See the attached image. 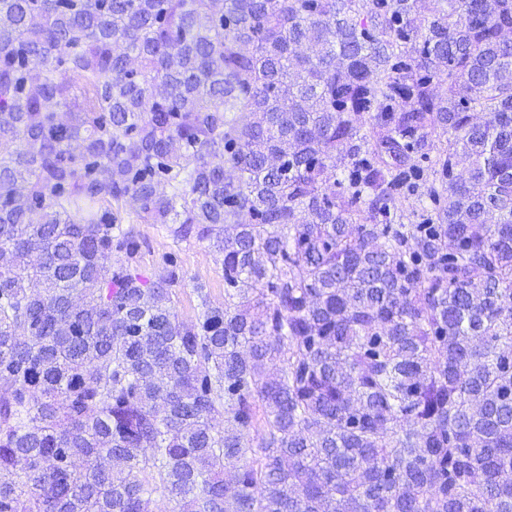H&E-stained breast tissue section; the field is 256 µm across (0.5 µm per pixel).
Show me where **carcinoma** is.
Segmentation results:
<instances>
[{"label": "carcinoma", "mask_w": 512, "mask_h": 512, "mask_svg": "<svg viewBox=\"0 0 512 512\" xmlns=\"http://www.w3.org/2000/svg\"><path fill=\"white\" fill-rule=\"evenodd\" d=\"M155 493L512 512V0H0V512ZM132 229L139 243L137 254L129 265L134 273L146 280L156 281L165 274L162 258L176 257L178 278L170 287L175 310L180 320H193L199 309L196 285L203 283L210 292L211 300L224 302V264L218 254L195 234L182 240L174 239L166 224H122Z\"/></svg>", "instance_id": "obj_1"}]
</instances>
